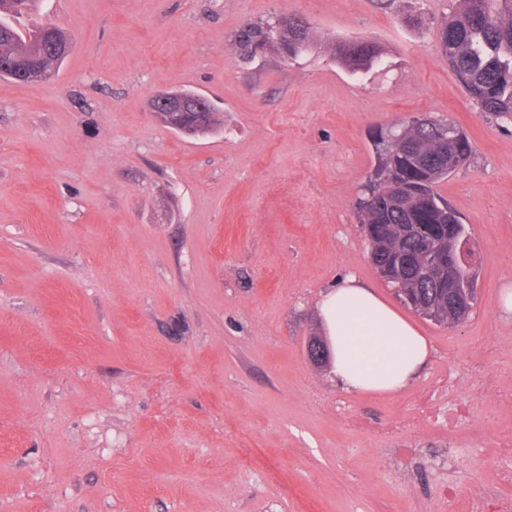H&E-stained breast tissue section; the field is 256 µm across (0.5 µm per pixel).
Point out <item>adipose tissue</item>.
<instances>
[{"label": "adipose tissue", "mask_w": 512, "mask_h": 512, "mask_svg": "<svg viewBox=\"0 0 512 512\" xmlns=\"http://www.w3.org/2000/svg\"><path fill=\"white\" fill-rule=\"evenodd\" d=\"M316 308L330 349V377L345 391H400L428 361V338L355 273L322 292Z\"/></svg>", "instance_id": "ef3b65f1"}]
</instances>
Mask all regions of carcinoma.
Listing matches in <instances>:
<instances>
[{
  "label": "carcinoma",
  "mask_w": 512,
  "mask_h": 512,
  "mask_svg": "<svg viewBox=\"0 0 512 512\" xmlns=\"http://www.w3.org/2000/svg\"><path fill=\"white\" fill-rule=\"evenodd\" d=\"M37 0H0V61L33 58L32 68L55 72L70 49L59 28L40 24L20 29L17 19L35 11ZM440 50L448 67L480 112L512 120V0H448V14L439 23ZM311 27L290 18L243 27L236 36L239 54L252 57L274 51L294 61L314 47ZM336 61L357 73L380 57L368 39L338 40ZM448 135L459 133L447 120L428 116L391 127L378 139L375 176L364 186L360 224L367 231L374 266L392 269L387 283L407 306L429 308L437 323L463 322L475 301V268L460 273L453 296L439 287L427 265L430 254L450 253L470 238L436 185L465 159L448 158Z\"/></svg>",
  "instance_id": "1"
}]
</instances>
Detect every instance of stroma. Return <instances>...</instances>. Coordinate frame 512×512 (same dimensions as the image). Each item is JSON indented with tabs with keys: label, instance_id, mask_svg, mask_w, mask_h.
<instances>
[{
	"label": "stroma",
	"instance_id": "35a3bbf8",
	"mask_svg": "<svg viewBox=\"0 0 512 512\" xmlns=\"http://www.w3.org/2000/svg\"><path fill=\"white\" fill-rule=\"evenodd\" d=\"M448 0H43L70 38L45 82L0 78V512H482L512 499V122L439 52ZM307 18L288 62L234 45ZM374 41L361 76L336 39ZM212 101L213 133L156 122ZM451 120L473 152L437 191L476 252L447 328L380 278L359 223L377 129ZM430 340L420 376L356 394L313 366L315 302L345 272ZM212 104L203 97L186 96L178 92H162L153 100V112L167 127L182 132L185 135H202L213 132L217 125L216 112ZM188 110L196 112L193 117H187Z\"/></svg>",
	"mask_w": 512,
	"mask_h": 512
}]
</instances>
